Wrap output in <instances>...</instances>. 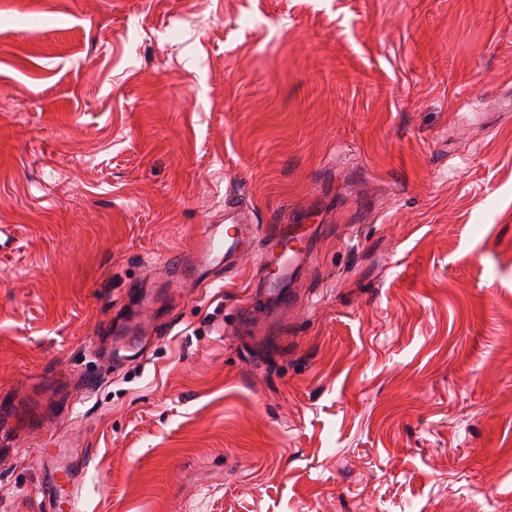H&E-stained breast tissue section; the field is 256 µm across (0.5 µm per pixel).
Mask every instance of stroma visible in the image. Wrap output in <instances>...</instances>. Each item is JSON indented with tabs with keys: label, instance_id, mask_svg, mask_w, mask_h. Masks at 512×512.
<instances>
[{
	"label": "stroma",
	"instance_id": "obj_1",
	"mask_svg": "<svg viewBox=\"0 0 512 512\" xmlns=\"http://www.w3.org/2000/svg\"><path fill=\"white\" fill-rule=\"evenodd\" d=\"M238 189L292 307L186 275ZM94 379L86 390L82 378ZM0 512H512V0H0ZM55 455L53 458V474H57L56 479H52L48 486V497L55 501L60 507L65 504L69 512H77V497L75 493V483L73 482L72 470L68 461H61V448H53Z\"/></svg>",
	"mask_w": 512,
	"mask_h": 512
}]
</instances>
